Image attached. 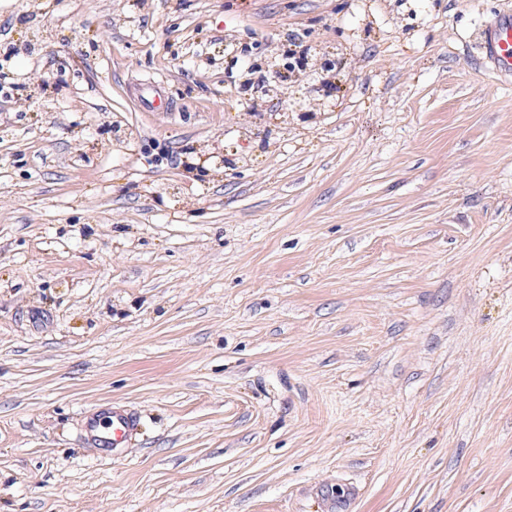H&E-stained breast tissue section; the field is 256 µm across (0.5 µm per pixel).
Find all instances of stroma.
<instances>
[{
  "instance_id": "stroma-1",
  "label": "stroma",
  "mask_w": 512,
  "mask_h": 512,
  "mask_svg": "<svg viewBox=\"0 0 512 512\" xmlns=\"http://www.w3.org/2000/svg\"><path fill=\"white\" fill-rule=\"evenodd\" d=\"M501 7L0 0V512H512ZM506 9L498 12L494 20L485 25L480 52L494 74L512 77V3L504 1ZM140 423L135 411L107 403L84 416L82 432L85 442L99 456L115 457L135 444Z\"/></svg>"
}]
</instances>
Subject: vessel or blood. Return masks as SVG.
I'll list each match as a JSON object with an SVG mask.
<instances>
[{
  "label": "vessel or blood",
  "instance_id": "1",
  "mask_svg": "<svg viewBox=\"0 0 512 512\" xmlns=\"http://www.w3.org/2000/svg\"><path fill=\"white\" fill-rule=\"evenodd\" d=\"M480 52L494 74L512 77V0H508L505 9L486 24ZM140 423L135 411L107 403L84 416L82 432L85 442L99 456L115 457L135 444Z\"/></svg>",
  "mask_w": 512,
  "mask_h": 512
}]
</instances>
